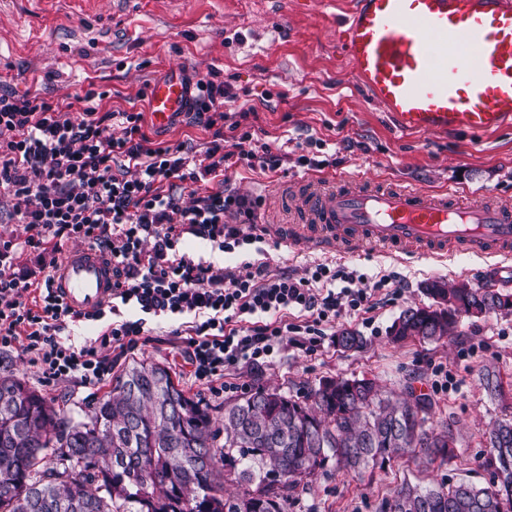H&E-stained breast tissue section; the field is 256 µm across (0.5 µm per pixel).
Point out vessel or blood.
<instances>
[{"label": "vessel or blood", "mask_w": 512, "mask_h": 512, "mask_svg": "<svg viewBox=\"0 0 512 512\" xmlns=\"http://www.w3.org/2000/svg\"><path fill=\"white\" fill-rule=\"evenodd\" d=\"M342 48L355 83L406 135L494 132L512 124V0H350ZM180 70L149 87L156 124L182 111ZM321 245L418 251L464 246L512 255V205L464 202L408 187L360 190L347 179L302 203ZM54 285L71 308L92 313L112 296V266L87 246L65 253Z\"/></svg>", "instance_id": "b4317fda"}]
</instances>
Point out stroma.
Masks as SVG:
<instances>
[{
	"label": "stroma",
	"instance_id": "1",
	"mask_svg": "<svg viewBox=\"0 0 512 512\" xmlns=\"http://www.w3.org/2000/svg\"><path fill=\"white\" fill-rule=\"evenodd\" d=\"M339 11L332 0H0L1 91L51 101L66 96L74 99L78 113V97L95 90L103 95L100 110L142 113L143 130L153 141L190 143L198 161L210 131L189 124L182 114L156 124L147 97L151 82L177 67L195 81L214 76L237 95L225 111L255 110L254 130L260 141L284 154L283 166L269 178L237 165L226 170L224 186L262 197L256 228L260 246L225 254L187 233L180 252L218 269L258 258L274 274L301 276L310 264L332 262L363 274L369 285L384 275L397 277V285L386 288L372 310L341 317L336 324L337 330L363 336L362 350L343 351L328 336L314 351L290 347L275 366L233 370L226 380L300 396L336 375L374 378L395 390L410 383L436 402L438 418L453 425L457 457L430 465L410 459L361 479L321 473L288 512H376L381 499L406 480L487 483L483 434L502 409L487 395L481 375L489 369L504 384L512 383V315L462 319L456 335L441 342L398 345L388 334L402 310L427 303L423 285L431 279L512 293V259L461 249L431 259L380 247L349 252L309 242L291 247L284 241L289 225L303 223L299 204L323 177L343 176L362 188L400 185L512 202V126L479 136L397 132L347 69L335 21ZM309 137L323 140L324 155L335 156L336 165L296 166L295 145ZM180 322L177 316L149 318V342L129 349L115 367L143 359L163 363L189 394L209 405L214 418L223 419L225 403L237 395L215 394L194 381L179 355L181 340L172 334ZM6 374L23 379L74 420L112 387L108 381L92 388L74 380L44 382L38 365L17 350L0 361V375Z\"/></svg>",
	"mask_w": 512,
	"mask_h": 512
}]
</instances>
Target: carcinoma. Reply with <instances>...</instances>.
I'll list each match as a JSON object with an SVG mask.
<instances>
[{
  "mask_svg": "<svg viewBox=\"0 0 512 512\" xmlns=\"http://www.w3.org/2000/svg\"><path fill=\"white\" fill-rule=\"evenodd\" d=\"M424 292L432 303L399 314L394 342L440 341L463 317L512 315V294L498 289L433 279ZM336 343L357 351L364 338L345 330ZM483 386L504 401L496 373L485 371ZM436 412L410 383L395 395L373 379L338 375L302 398L259 386L224 405L219 427L166 366L143 360L72 421L21 379L0 376V512H288L321 471L361 476L405 457L457 458L448 422L428 426ZM484 438L488 485L404 482L379 512H512V417L490 424ZM50 458L62 469L41 470ZM277 470L282 479L271 488Z\"/></svg>",
  "mask_w": 512,
  "mask_h": 512,
  "instance_id": "1",
  "label": "carcinoma"
}]
</instances>
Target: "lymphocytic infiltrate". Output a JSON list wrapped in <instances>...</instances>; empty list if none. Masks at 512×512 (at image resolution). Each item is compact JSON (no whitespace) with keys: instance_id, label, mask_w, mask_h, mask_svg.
Listing matches in <instances>:
<instances>
[{"instance_id":"f902f5d3","label":"lymphocytic infiltrate","mask_w":512,"mask_h":512,"mask_svg":"<svg viewBox=\"0 0 512 512\" xmlns=\"http://www.w3.org/2000/svg\"><path fill=\"white\" fill-rule=\"evenodd\" d=\"M186 115L210 130L207 165L194 162L191 146L153 142L142 130L139 112L101 111L95 91L79 117L71 103L0 92V188L16 201L27 236L23 242L0 238V351L21 349L35 355L45 381L74 379L97 385L112 375L114 356L135 346L147 316L189 315L182 357L194 380L226 392V371L241 365L273 366L291 346L314 350L342 315L364 310L388 284L379 279L355 287L346 267L316 263L304 276L270 273L263 262H244L214 273L211 262L181 253L183 234L217 244L226 253L258 242L255 233L261 198H248L209 180L246 164L265 175L280 171L284 157L253 132L240 128L249 111L229 121L226 102L235 100L230 85L198 80L190 86ZM118 121L121 136L109 132ZM238 135L235 151L224 149L225 131ZM170 180L204 184L191 205L165 189ZM78 240L100 249L112 261L109 312L132 305L141 316L114 322L95 343L65 337L69 324L81 321L53 292L44 275L39 299L19 274L16 261L25 251L44 252Z\"/></svg>"}]
</instances>
